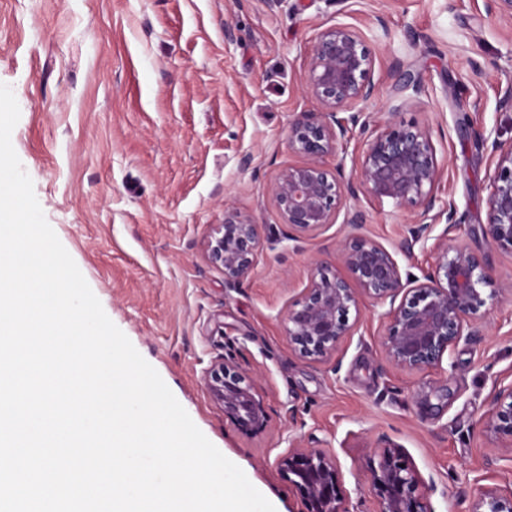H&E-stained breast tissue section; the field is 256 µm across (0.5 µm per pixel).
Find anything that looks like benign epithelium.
Returning <instances> with one entry per match:
<instances>
[{
    "label": "benign epithelium",
    "instance_id": "1",
    "mask_svg": "<svg viewBox=\"0 0 512 512\" xmlns=\"http://www.w3.org/2000/svg\"><path fill=\"white\" fill-rule=\"evenodd\" d=\"M374 55L351 26L322 30L310 49L306 93L315 101L311 111L297 113L289 124L288 148L304 161L283 170L273 194L288 239L300 242L336 223L345 195L361 191L409 207L412 224L395 244L405 256L416 245L427 246L434 226L446 230L433 244L435 261L420 278L402 274L393 253L366 239L360 230L364 215L348 212L351 232L336 243L338 264L311 269L301 297L285 312L288 347L300 357L321 360L353 335L351 313H359L368 298L390 303L383 353L391 365L406 370L440 368L444 357L465 337L476 336L494 292L482 258L465 246L443 243L448 229L465 221L453 196L441 199L435 187L442 177L436 149L427 130L396 120L415 105L423 90L420 76L393 69L394 93L383 123L371 120L363 106L374 97ZM364 135L357 157L356 181L343 182L325 167L338 155L354 128ZM494 165L489 178L483 233L490 245L512 252V140L485 136ZM261 247L258 225L224 206V223L214 225L207 241V261L222 269L224 284L233 287L254 268ZM205 382L212 399L244 431L264 425L265 414L254 396L253 380L220 357L208 369ZM486 427L512 438V384L498 387L491 399ZM283 475L301 493L307 512H348L336 459L323 448H293L280 461ZM370 488L377 512H432L433 481L418 475L400 448L388 440L373 448ZM471 512H512V487L479 494Z\"/></svg>",
    "mask_w": 512,
    "mask_h": 512
}]
</instances>
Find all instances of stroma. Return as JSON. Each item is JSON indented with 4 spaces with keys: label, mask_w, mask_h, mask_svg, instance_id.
Here are the masks:
<instances>
[{
    "label": "stroma",
    "mask_w": 512,
    "mask_h": 512,
    "mask_svg": "<svg viewBox=\"0 0 512 512\" xmlns=\"http://www.w3.org/2000/svg\"><path fill=\"white\" fill-rule=\"evenodd\" d=\"M339 23L375 54V119L386 117L392 66L421 75V103L401 118L429 130L436 193L466 216L449 245L487 259L497 298L482 335L438 369L390 365L389 306L367 298L327 359H302L285 338L312 264L336 265L348 232L335 223L288 241L271 193L301 161L288 127L315 106L311 43ZM511 79L512 21L487 0H0V83L20 108L12 144L47 221L110 320L276 512H304L280 461L310 447L335 455L348 512H377L370 465L384 437L435 480L433 512H469L481 490L512 484V438L485 427L494 388L512 384V254L482 233L493 171L482 137L512 138V112L498 106ZM228 203L261 236L233 288L204 257ZM343 208L363 211L364 234L387 248L412 219L362 193ZM219 356L254 379L262 429L242 432L212 400L205 374Z\"/></svg>",
    "instance_id": "1"
}]
</instances>
